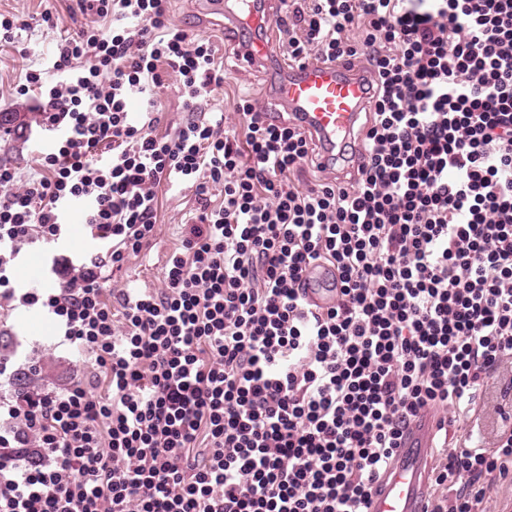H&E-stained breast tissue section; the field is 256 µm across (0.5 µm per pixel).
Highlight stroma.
Instances as JSON below:
<instances>
[{"label": "stroma", "mask_w": 512, "mask_h": 512, "mask_svg": "<svg viewBox=\"0 0 512 512\" xmlns=\"http://www.w3.org/2000/svg\"><path fill=\"white\" fill-rule=\"evenodd\" d=\"M200 2L171 0L174 21L201 37L211 39L216 47H223V29L218 22H202ZM0 13L14 16L21 26L18 45H0V112H24L30 120L23 134L0 137V163L10 164L20 174L26 175L31 171L34 157L48 147L51 134L45 129L35 99L18 95L16 84L26 69L37 67L43 58L50 55L60 35L78 30L85 18L77 13L74 0H0ZM47 13L57 20V27L41 25L40 18ZM265 37L276 43V25H269ZM287 63L288 57L277 43L273 56L257 66L247 67L235 57H225L226 79L223 87L213 92L211 108L231 112L234 101L241 95L254 98L261 108H272L275 84ZM194 205L192 191L160 193L156 245L149 254L132 259L126 270L115 274L111 281L112 289L160 287L166 257L180 246ZM0 332L10 338V346L5 352L10 359L9 370L38 362L40 371L35 377L36 382L56 390L67 387L73 380H86L93 376L88 354L63 342L51 322L36 312L22 308L0 310ZM511 378L512 365H507L489 379L481 388L485 403L483 411L463 422L465 428L480 432L486 445L495 443L506 425L505 414L512 412V391L505 388Z\"/></svg>", "instance_id": "obj_1"}]
</instances>
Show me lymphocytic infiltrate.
Segmentation results:
<instances>
[{"label": "lymphocytic infiltrate", "mask_w": 512, "mask_h": 512, "mask_svg": "<svg viewBox=\"0 0 512 512\" xmlns=\"http://www.w3.org/2000/svg\"><path fill=\"white\" fill-rule=\"evenodd\" d=\"M76 2L88 24L17 85L53 140L30 178L0 164V306L46 313L96 375L0 396V512H367L408 421L446 431L512 364V0H286L289 62L363 61L373 91L354 178L297 183V119L202 112L224 62L171 0ZM171 75L186 117L161 134ZM176 184L194 215L161 287L111 294ZM77 202L98 250L19 291ZM318 262L325 310L300 293ZM507 479L512 429L463 432L431 512H487ZM301 294L309 305L317 309L335 305L339 295L335 270L323 263L312 266L303 280Z\"/></svg>", "instance_id": "f902f5d3"}]
</instances>
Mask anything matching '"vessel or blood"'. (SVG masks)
I'll return each instance as SVG.
<instances>
[{"mask_svg":"<svg viewBox=\"0 0 512 512\" xmlns=\"http://www.w3.org/2000/svg\"><path fill=\"white\" fill-rule=\"evenodd\" d=\"M204 4L207 13L230 19L224 41L237 52L246 53L248 63L271 55L273 43L254 38L253 33L274 17L280 0H204ZM368 97L362 73L345 62L292 66L275 87L277 103L299 116L314 141L319 163L340 174L352 169L357 161L351 146ZM301 294L317 309L335 305L339 295L335 270L323 263L312 266L303 280ZM438 422L436 411L428 408L409 423L394 460L369 502L368 512H427L424 487Z\"/></svg>","mask_w":512,"mask_h":512,"instance_id":"vessel-or-blood-1","label":"vessel or blood"}]
</instances>
